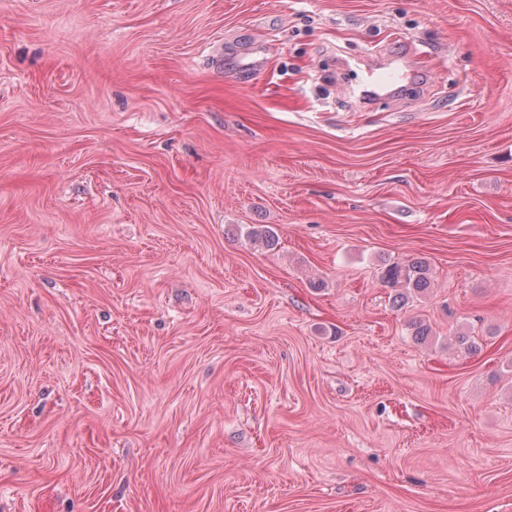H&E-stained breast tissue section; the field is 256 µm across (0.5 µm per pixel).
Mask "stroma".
Here are the masks:
<instances>
[{"instance_id":"1","label":"stroma","mask_w":512,"mask_h":512,"mask_svg":"<svg viewBox=\"0 0 512 512\" xmlns=\"http://www.w3.org/2000/svg\"><path fill=\"white\" fill-rule=\"evenodd\" d=\"M0 512H512V0H0ZM414 70L406 65L405 60H395L378 69H368L367 76L361 85V95L378 96L381 93L402 87L412 82ZM381 281L398 292L396 298L405 300L412 293L422 292L430 286L429 266L426 262L416 259L392 262L384 267Z\"/></svg>"}]
</instances>
